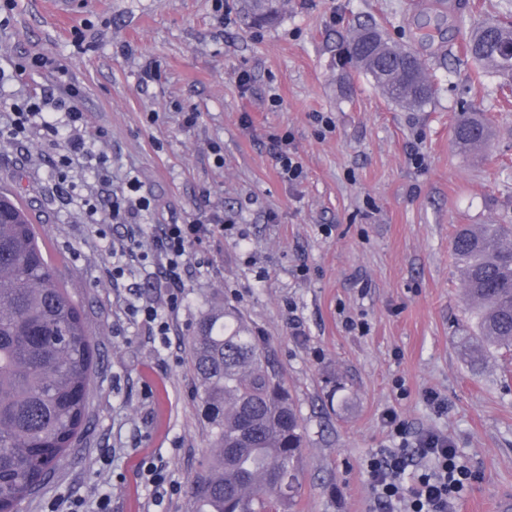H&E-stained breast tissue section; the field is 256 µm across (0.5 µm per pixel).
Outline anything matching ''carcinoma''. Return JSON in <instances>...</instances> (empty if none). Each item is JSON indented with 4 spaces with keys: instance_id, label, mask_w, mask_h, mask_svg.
I'll return each instance as SVG.
<instances>
[{
    "instance_id": "cac0c4a2",
    "label": "carcinoma",
    "mask_w": 512,
    "mask_h": 512,
    "mask_svg": "<svg viewBox=\"0 0 512 512\" xmlns=\"http://www.w3.org/2000/svg\"><path fill=\"white\" fill-rule=\"evenodd\" d=\"M249 25L274 23L280 10L245 0ZM349 66L396 105L417 110L436 84L418 54L390 42L375 24L349 25ZM475 80L493 70L512 79V21L485 19L466 42ZM489 128L462 112L453 143L466 154ZM453 253L464 277L476 333L465 354L512 347V228L460 226ZM198 394L210 413L213 448L191 486V512H294L305 427L268 345L242 316L215 308L185 337ZM95 370L94 336L80 307L43 254L24 209L0 191V512H18L69 457L87 418Z\"/></svg>"
}]
</instances>
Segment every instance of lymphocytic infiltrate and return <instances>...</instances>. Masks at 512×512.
Returning a JSON list of instances; mask_svg holds the SVG:
<instances>
[{"mask_svg":"<svg viewBox=\"0 0 512 512\" xmlns=\"http://www.w3.org/2000/svg\"><path fill=\"white\" fill-rule=\"evenodd\" d=\"M80 92L66 87L64 96L45 91L37 100L12 102L9 105L11 122L0 127V139H15L28 127L38 125L52 136H63L65 154L59 164L67 168L74 159L94 162L101 184L111 182L107 174V159L94 153L83 134L82 112L74 101ZM64 111V118L49 119V111ZM136 182H128L126 190L107 193L104 221L125 228L123 243L112 250V275L121 277L130 259L139 257L157 261L162 270L166 294L162 301L130 305L133 318L146 324L157 336H168L172 330L171 316L183 300L185 278L190 266L205 264L202 245L234 227L233 221L220 217H198L180 224H159L146 232L143 219L151 210L149 197L137 194ZM371 488L385 512L400 506L401 512H455L471 473L461 462L457 448L446 435L421 434L414 448L401 443L395 448H381L367 464Z\"/></svg>","mask_w":512,"mask_h":512,"instance_id":"f902f5d3","label":"lymphocytic infiltrate"}]
</instances>
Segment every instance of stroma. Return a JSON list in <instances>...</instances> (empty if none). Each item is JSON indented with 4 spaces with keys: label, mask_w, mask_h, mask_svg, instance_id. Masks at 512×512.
Masks as SVG:
<instances>
[{
    "label": "stroma",
    "mask_w": 512,
    "mask_h": 512,
    "mask_svg": "<svg viewBox=\"0 0 512 512\" xmlns=\"http://www.w3.org/2000/svg\"><path fill=\"white\" fill-rule=\"evenodd\" d=\"M226 7L220 19L215 0H97L70 19L50 0H17L0 28V88L16 99L57 88L51 71L15 70L40 54L64 59L89 132L105 133L96 147L113 188L138 179L148 223L237 221L207 243L209 264L191 268L160 339L126 315L128 303L158 298L160 272L135 264L113 280L109 245L124 229L98 235L89 209L102 206L101 188L86 164L67 169L66 204L59 139L32 129L0 140V190L23 203L98 344L87 430L20 512L62 499L99 512L103 494L108 512H188L209 432L183 338L224 305L269 343L306 428L295 512H382L365 467L392 443L391 410L410 434L448 435L470 462L459 512H497L512 494V353L474 362L460 349L471 324L453 238L463 224H512V90L492 72L472 83L463 50L478 22L512 15V0H285L279 23L260 29L245 26L242 0ZM351 19L416 51L438 78L429 104L398 107L338 68ZM149 65L157 76L141 83ZM465 107L492 127L467 156L452 143ZM284 134L303 164L294 182L270 144ZM144 459L173 485L163 501Z\"/></svg>",
    "instance_id": "35a3bbf8"
}]
</instances>
